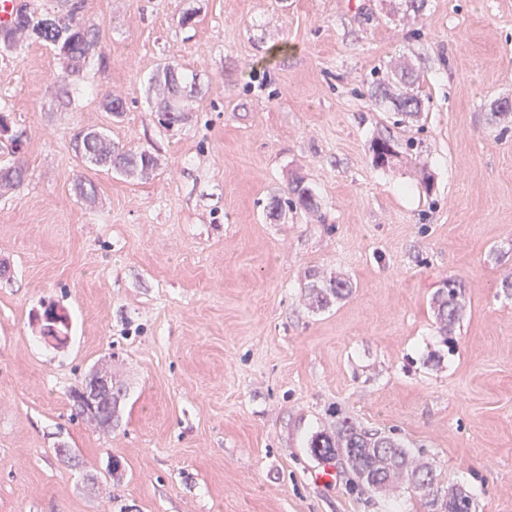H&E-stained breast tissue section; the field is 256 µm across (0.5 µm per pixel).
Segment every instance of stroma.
Wrapping results in <instances>:
<instances>
[{
	"instance_id": "35a3bbf8",
	"label": "stroma",
	"mask_w": 512,
	"mask_h": 512,
	"mask_svg": "<svg viewBox=\"0 0 512 512\" xmlns=\"http://www.w3.org/2000/svg\"><path fill=\"white\" fill-rule=\"evenodd\" d=\"M81 4L101 39L80 77L39 41L0 51V107L27 135L26 182L0 194V512H423L403 484L314 481L311 438L341 418L422 451L474 512H512V115L491 119L512 101V0ZM167 63L186 88L170 128ZM399 66L420 113L397 125L371 83ZM90 129L157 168L84 163ZM297 178L316 208L270 218ZM314 273L352 295L317 307ZM451 277L448 346L432 298ZM100 370L108 431L75 400ZM47 306L48 305L44 307V311ZM44 311L42 315H39V321L42 325V332L51 334L53 337H55L53 339L56 340L57 345H62L65 336H62L63 333L61 328H67L68 326L67 314L63 309L56 305L52 306V314L46 316Z\"/></svg>"
}]
</instances>
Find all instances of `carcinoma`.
I'll return each mask as SVG.
<instances>
[{
    "instance_id": "obj_1",
    "label": "carcinoma",
    "mask_w": 512,
    "mask_h": 512,
    "mask_svg": "<svg viewBox=\"0 0 512 512\" xmlns=\"http://www.w3.org/2000/svg\"><path fill=\"white\" fill-rule=\"evenodd\" d=\"M79 9L80 6L73 3L66 12L58 15V21L66 30L60 40L57 39L58 30L42 27L46 15L27 4L19 6L10 22L0 26V34L19 45L34 38L53 46L58 52L74 60L71 75L77 76L86 64L88 46L99 43V30L78 19ZM373 95L389 103L394 114L398 116L407 118L418 113L420 101L416 95L407 93L395 96L391 94L389 84L379 79L373 82ZM89 150L95 157L110 159L115 166L120 167L135 161L152 170L157 168V160L151 153L145 150H123L106 137L90 144ZM372 151L376 164L381 167L389 164L390 156L396 155L391 140L386 138L375 140ZM26 176L27 169L19 159L0 165V192L19 189ZM284 204L295 209L316 207L314 194L300 179L292 182L286 200H273L272 208L280 212ZM311 288L317 306L325 307L333 300L340 301L349 297L353 291V283L346 278L336 277L320 286L313 284ZM460 288L457 281L450 279L444 282L432 299L438 329L445 336L462 318ZM310 448L318 458L327 462L336 460L349 468L354 475L355 486L360 489L383 488L401 481L417 493L425 512H435L440 506L446 508V512H472V500L464 490L452 488L444 494L441 493L434 465L411 454L397 439L385 433H371L345 418L336 423L335 432L314 436Z\"/></svg>"
}]
</instances>
